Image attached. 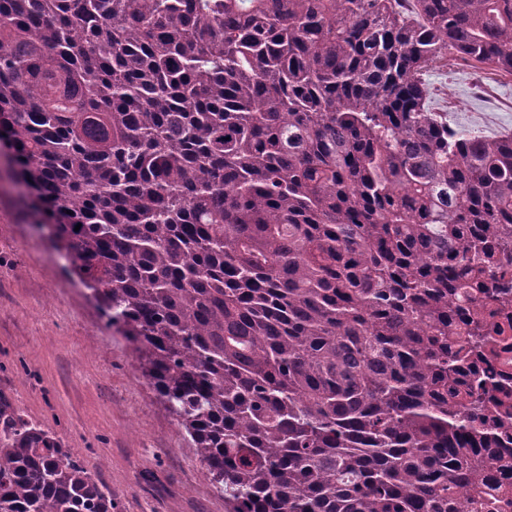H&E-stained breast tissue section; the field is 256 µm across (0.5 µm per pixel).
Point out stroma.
<instances>
[{
  "instance_id": "1",
  "label": "stroma",
  "mask_w": 512,
  "mask_h": 512,
  "mask_svg": "<svg viewBox=\"0 0 512 512\" xmlns=\"http://www.w3.org/2000/svg\"><path fill=\"white\" fill-rule=\"evenodd\" d=\"M433 111L495 138L512 132V76L452 60ZM0 163V392L65 443L112 493V512H224V498L66 261L23 217Z\"/></svg>"
}]
</instances>
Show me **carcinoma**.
Here are the masks:
<instances>
[{
	"instance_id": "obj_1",
	"label": "carcinoma",
	"mask_w": 512,
	"mask_h": 512,
	"mask_svg": "<svg viewBox=\"0 0 512 512\" xmlns=\"http://www.w3.org/2000/svg\"><path fill=\"white\" fill-rule=\"evenodd\" d=\"M450 57L512 76V0H0L26 217L225 512L512 500V134L431 110ZM0 512H112L1 393Z\"/></svg>"
}]
</instances>
